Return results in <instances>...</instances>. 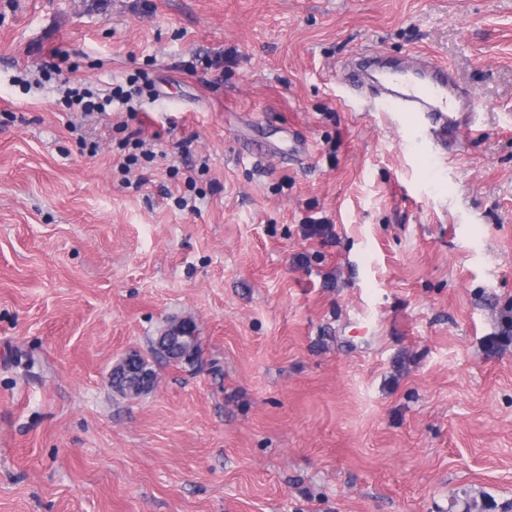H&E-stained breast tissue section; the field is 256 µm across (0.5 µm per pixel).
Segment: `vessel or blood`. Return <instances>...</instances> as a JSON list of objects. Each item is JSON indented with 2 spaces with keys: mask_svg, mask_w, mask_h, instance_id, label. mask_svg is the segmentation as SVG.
Returning <instances> with one entry per match:
<instances>
[{
  "mask_svg": "<svg viewBox=\"0 0 512 512\" xmlns=\"http://www.w3.org/2000/svg\"><path fill=\"white\" fill-rule=\"evenodd\" d=\"M351 76L369 82L379 99L397 111L423 114L444 137L455 135L474 110L471 96L458 92L447 66L428 56L415 55L395 64L378 56H359Z\"/></svg>",
  "mask_w": 512,
  "mask_h": 512,
  "instance_id": "1",
  "label": "vessel or blood"
}]
</instances>
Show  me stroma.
<instances>
[{"label":"stroma","instance_id":"stroma-1","mask_svg":"<svg viewBox=\"0 0 512 512\" xmlns=\"http://www.w3.org/2000/svg\"><path fill=\"white\" fill-rule=\"evenodd\" d=\"M362 51L447 64L477 133L370 101ZM139 68L69 132L65 80ZM174 318L201 360L112 391ZM511 319L512 0H0V512H512ZM63 86L65 88L61 98L69 112L65 114H80L83 119L107 114L114 108L132 114L136 112L137 101L146 91L151 93L153 90L148 74L143 71L130 75L125 86L116 85L112 87L109 94L104 96H100L83 84L70 85L69 81H65ZM120 158L119 171L128 174L132 166H141V161L150 163L155 159L154 152L146 147V140L141 138V131L130 132L122 141L118 143Z\"/></svg>","mask_w":512,"mask_h":512}]
</instances>
